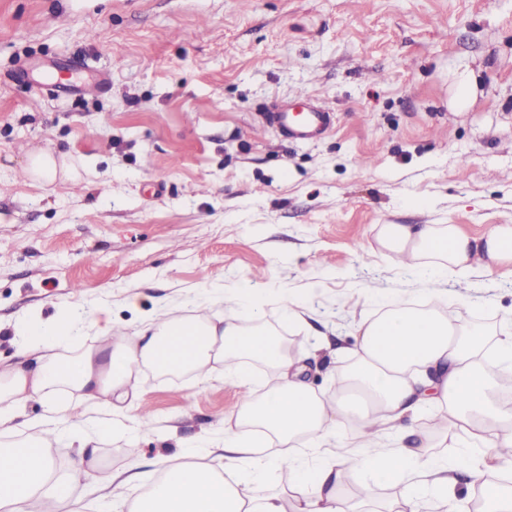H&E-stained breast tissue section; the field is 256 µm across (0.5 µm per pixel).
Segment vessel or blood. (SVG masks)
<instances>
[{
	"label": "vessel or blood",
	"instance_id": "1",
	"mask_svg": "<svg viewBox=\"0 0 512 512\" xmlns=\"http://www.w3.org/2000/svg\"><path fill=\"white\" fill-rule=\"evenodd\" d=\"M334 114L323 103L306 94L296 95L292 104L282 105L269 113L268 123L297 141L315 138L328 130Z\"/></svg>",
	"mask_w": 512,
	"mask_h": 512
}]
</instances>
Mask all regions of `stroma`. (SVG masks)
<instances>
[{"mask_svg":"<svg viewBox=\"0 0 512 512\" xmlns=\"http://www.w3.org/2000/svg\"><path fill=\"white\" fill-rule=\"evenodd\" d=\"M464 69L477 98L454 112ZM61 70L82 88L54 91ZM300 92L334 111L318 139L265 120ZM36 147L77 184L25 178ZM381 224H512V0H0V327L107 307L129 332L131 296L189 315L249 279L290 356L326 337L308 375L332 393L327 366L351 360L330 350L374 313L367 289L427 298L380 250ZM443 289L469 298L470 323L512 311L492 275ZM289 294L310 309L298 334ZM241 397L224 367L144 372L123 407L150 421L102 463L150 484L180 440L223 439Z\"/></svg>","mask_w":512,"mask_h":512,"instance_id":"1","label":"stroma"}]
</instances>
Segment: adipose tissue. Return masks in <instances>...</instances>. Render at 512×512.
I'll return each instance as SVG.
<instances>
[{
  "label": "adipose tissue",
  "instance_id": "1",
  "mask_svg": "<svg viewBox=\"0 0 512 512\" xmlns=\"http://www.w3.org/2000/svg\"><path fill=\"white\" fill-rule=\"evenodd\" d=\"M24 172L46 186L76 180L65 157L36 148ZM376 241L408 269L435 283L449 276L496 271L512 282V224L473 238L455 224H383ZM250 287L226 301L223 316L128 307L139 322L116 332L109 312L93 320L61 313L27 319L13 330L24 348L19 363L0 362V512H70L74 489L90 480L96 502L112 512H351L341 494L346 474L365 480L367 502L390 491L384 512H444L458 476H466L485 512H512V408L493 399V374L512 369V313L493 337L461 325L442 306L413 308L393 298L356 327L354 364L339 371L335 395L310 389L300 361L251 302ZM91 332L89 346L73 339ZM274 368L277 383L263 396L245 395L224 417V439L182 442L156 460L160 476L138 486L129 469L105 470L99 446L132 438L145 419L115 420L134 371L198 372L226 365L249 387V367ZM42 412L28 433H12L29 403ZM440 413L444 433L418 426L426 410ZM66 442L78 458L63 469L54 448ZM455 445V458L443 449ZM288 469L287 495H257L267 475Z\"/></svg>",
  "mask_w": 512,
  "mask_h": 512
}]
</instances>
